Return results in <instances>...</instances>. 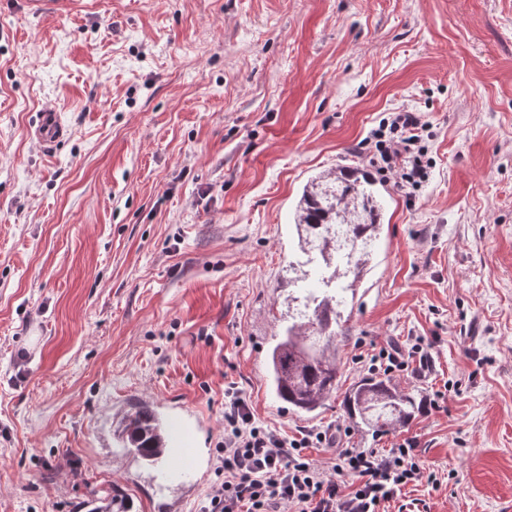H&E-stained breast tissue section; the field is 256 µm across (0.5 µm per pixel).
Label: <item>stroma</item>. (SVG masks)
<instances>
[{
    "mask_svg": "<svg viewBox=\"0 0 512 512\" xmlns=\"http://www.w3.org/2000/svg\"><path fill=\"white\" fill-rule=\"evenodd\" d=\"M69 136H26L43 107ZM426 113L429 176L385 179V220L340 338V390L289 411L267 380L280 299L301 283L293 206L383 113ZM421 337L396 384L409 426L358 431L364 356ZM338 449L417 441L424 471L385 512H512V0H70L0 8V512H201L220 479L224 388ZM149 401L201 420L162 481L114 434Z\"/></svg>",
    "mask_w": 512,
    "mask_h": 512,
    "instance_id": "35a3bbf8",
    "label": "stroma"
}]
</instances>
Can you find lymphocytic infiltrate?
<instances>
[{
	"mask_svg": "<svg viewBox=\"0 0 512 512\" xmlns=\"http://www.w3.org/2000/svg\"><path fill=\"white\" fill-rule=\"evenodd\" d=\"M431 124L422 112L400 109L385 113L361 142L369 163L397 184L417 188L433 162L424 144ZM429 368L422 338L380 349L368 367L388 374L406 371L411 361ZM329 431H306L297 438L278 434L258 421L237 386L224 389V443L219 451L224 474L208 498L205 512H380L401 489L421 480L413 440H402L380 455L346 449L337 463L319 465L307 448L335 445Z\"/></svg>",
	"mask_w": 512,
	"mask_h": 512,
	"instance_id": "lymphocytic-infiltrate-1",
	"label": "lymphocytic infiltrate"
}]
</instances>
